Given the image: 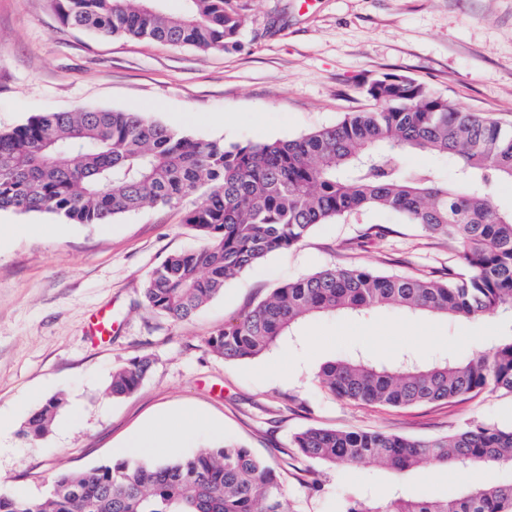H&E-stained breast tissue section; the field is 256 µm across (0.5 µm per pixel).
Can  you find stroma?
I'll return each mask as SVG.
<instances>
[{
	"mask_svg": "<svg viewBox=\"0 0 512 512\" xmlns=\"http://www.w3.org/2000/svg\"><path fill=\"white\" fill-rule=\"evenodd\" d=\"M229 2L241 16L237 48L203 53L66 25L58 0H0V131L41 112L100 108L145 111L228 146L290 139L364 107L363 84L386 73L512 126V0ZM187 210L147 205L106 226L0 211V490L42 499L59 472L118 461L127 438L169 415L201 425L162 457L238 443L276 470L296 512H341L364 491L443 496L482 480L478 470L433 464L401 475L325 464L302 457L291 438L309 427L433 440L480 422L512 426V393L503 390L399 409L340 400L317 380L324 363L355 354L383 365L406 352L424 363L469 358L511 333L512 319L398 310L314 316L246 361L224 360L206 343L285 281L331 264L411 276L464 268L452 244L392 213L321 224L175 323L146 306L142 285L164 258L200 246ZM106 305L114 329L102 343L85 327ZM143 356L150 368L140 388L112 397L113 372ZM54 396L63 400L59 413L32 440L25 423Z\"/></svg>",
	"mask_w": 512,
	"mask_h": 512,
	"instance_id": "stroma-1",
	"label": "stroma"
}]
</instances>
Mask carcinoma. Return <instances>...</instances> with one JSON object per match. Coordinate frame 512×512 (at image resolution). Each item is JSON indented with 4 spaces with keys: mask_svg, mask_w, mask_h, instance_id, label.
<instances>
[{
    "mask_svg": "<svg viewBox=\"0 0 512 512\" xmlns=\"http://www.w3.org/2000/svg\"><path fill=\"white\" fill-rule=\"evenodd\" d=\"M165 15L156 0H61L65 23L202 52L238 44L241 20L227 0H185ZM367 108L288 140L229 147L192 138L137 111L44 112L0 132V209L53 214L72 224H110L154 204L194 198L185 224L203 244L166 257L143 285L147 307L174 322L190 319L225 284L272 252L299 246L319 224L366 210L397 214L425 236L453 243L466 267L448 276H401L365 266H326L289 280L212 333L227 361L257 357L311 315L396 307L457 318L512 314V208L493 202L512 182V130L467 112L436 88L401 74L366 83ZM445 157L452 180L426 168L406 170V152ZM149 359L112 375L111 392H136ZM339 399L408 407L450 402L485 390L512 392V333L464 359L423 365L411 354L382 366L357 355L329 361L317 374ZM61 405L51 398L29 430L43 436ZM303 456L327 463H375L397 473L429 461L492 472L512 468V427L480 424L439 439L384 431L310 427L293 436ZM0 512H295L275 471L226 442L171 460H122L64 473L45 497L0 491ZM343 512H512V484L488 478L440 498L382 502L367 493Z\"/></svg>",
    "mask_w": 512,
    "mask_h": 512,
    "instance_id": "carcinoma-1",
    "label": "carcinoma"
}]
</instances>
